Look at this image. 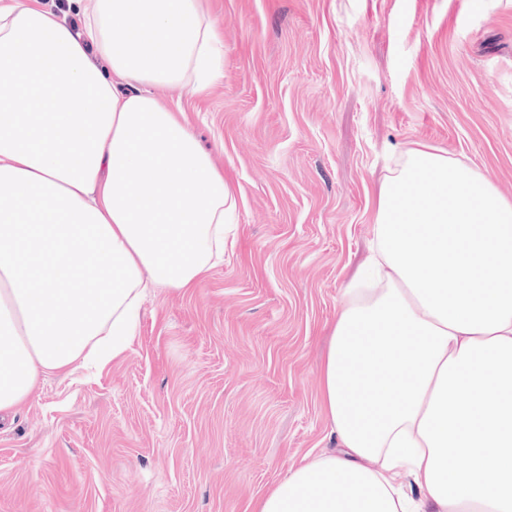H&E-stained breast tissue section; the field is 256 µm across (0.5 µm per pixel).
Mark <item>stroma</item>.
Segmentation results:
<instances>
[{"mask_svg":"<svg viewBox=\"0 0 512 512\" xmlns=\"http://www.w3.org/2000/svg\"><path fill=\"white\" fill-rule=\"evenodd\" d=\"M224 77L181 105L238 193L224 260L129 349L0 414V512H248L334 447L319 368L415 143L512 201V0H203Z\"/></svg>","mask_w":512,"mask_h":512,"instance_id":"stroma-1","label":"stroma"}]
</instances>
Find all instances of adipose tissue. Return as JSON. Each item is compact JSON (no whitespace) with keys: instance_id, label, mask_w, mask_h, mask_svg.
<instances>
[{"instance_id":"obj_1","label":"adipose tissue","mask_w":512,"mask_h":512,"mask_svg":"<svg viewBox=\"0 0 512 512\" xmlns=\"http://www.w3.org/2000/svg\"><path fill=\"white\" fill-rule=\"evenodd\" d=\"M82 2L79 29L40 0L0 5V412L42 375L119 358L145 290L195 288L237 213L154 93L224 75L200 0ZM362 279L319 372L336 445L253 512H512V201L442 149H407Z\"/></svg>"}]
</instances>
